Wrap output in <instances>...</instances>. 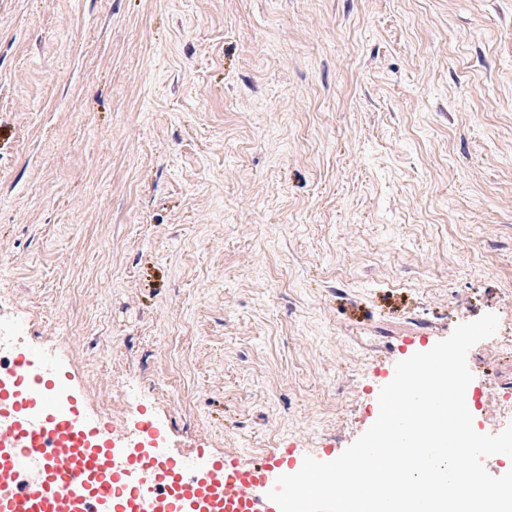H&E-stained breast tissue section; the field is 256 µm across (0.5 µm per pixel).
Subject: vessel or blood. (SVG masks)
<instances>
[{
  "label": "vessel or blood",
  "instance_id": "obj_1",
  "mask_svg": "<svg viewBox=\"0 0 512 512\" xmlns=\"http://www.w3.org/2000/svg\"><path fill=\"white\" fill-rule=\"evenodd\" d=\"M58 382L26 348L0 380V413L14 415L0 427V512H279L263 488L269 475L297 472L293 461L272 454L244 467L216 456L196 469L152 451L163 434L148 420L137 427L138 446H118L115 431L88 419L80 400L58 406ZM32 456L42 463L36 483L24 470Z\"/></svg>",
  "mask_w": 512,
  "mask_h": 512
}]
</instances>
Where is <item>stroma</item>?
Listing matches in <instances>:
<instances>
[{"label":"stroma","instance_id":"35a3bbf8","mask_svg":"<svg viewBox=\"0 0 512 512\" xmlns=\"http://www.w3.org/2000/svg\"><path fill=\"white\" fill-rule=\"evenodd\" d=\"M0 256L88 413L340 455L422 331L512 336V0H0Z\"/></svg>","mask_w":512,"mask_h":512}]
</instances>
